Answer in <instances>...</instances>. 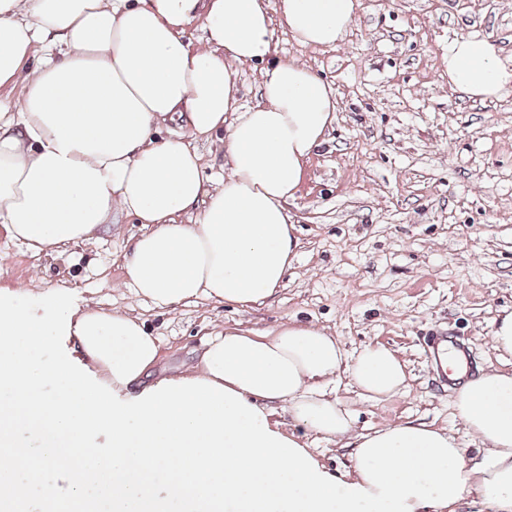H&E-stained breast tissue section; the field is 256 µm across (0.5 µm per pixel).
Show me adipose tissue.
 I'll return each instance as SVG.
<instances>
[{
    "label": "adipose tissue",
    "instance_id": "1",
    "mask_svg": "<svg viewBox=\"0 0 512 512\" xmlns=\"http://www.w3.org/2000/svg\"><path fill=\"white\" fill-rule=\"evenodd\" d=\"M355 8L280 0V20L298 45L333 47ZM197 19L206 46L194 50L182 33ZM273 36L261 0H0V86H24L21 111L0 110V226L39 255L124 213L150 227L125 257V284L154 307L263 302L295 256L285 204L336 111L306 66L272 60ZM39 43L58 55L26 73ZM237 64L258 67L262 105L237 108ZM448 82L490 99L512 68L488 39L462 36L448 45ZM181 108L188 135L162 136L159 120ZM220 129L229 172L210 194L194 143ZM199 203L197 223H177ZM55 301L40 316L0 289V512H447L473 490L512 512V371L456 394L458 417L487 444L471 467L424 425L354 434L336 381L365 399L399 392L404 366L386 347L351 358L312 326L227 328L198 370L156 378L159 343L143 321ZM274 403L314 433L354 435L353 476L329 473L280 429ZM101 436L106 455L85 465Z\"/></svg>",
    "mask_w": 512,
    "mask_h": 512
}]
</instances>
